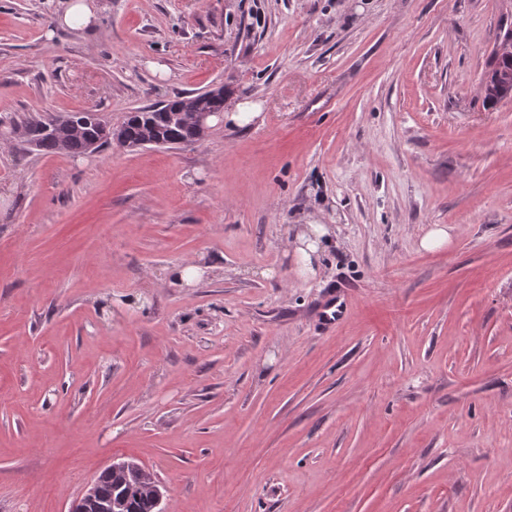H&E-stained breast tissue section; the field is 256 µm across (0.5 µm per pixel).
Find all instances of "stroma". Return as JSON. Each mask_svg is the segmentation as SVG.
Wrapping results in <instances>:
<instances>
[{
    "label": "stroma",
    "instance_id": "1",
    "mask_svg": "<svg viewBox=\"0 0 512 512\" xmlns=\"http://www.w3.org/2000/svg\"><path fill=\"white\" fill-rule=\"evenodd\" d=\"M69 3L0 0V512H69L120 459L164 512H512V102L482 90L512 0ZM216 87L261 117L83 155L11 132ZM94 0H72L63 15L58 17V25L69 28H84L96 20L97 6ZM330 233L325 224H306L295 234L294 238L286 240L285 254H293L296 258L300 273L305 276L314 275L313 255L318 252L323 239ZM209 269V265L200 263L198 259H190L170 269L168 275L173 283L193 286ZM347 310L344 297L331 296L321 307L320 315L325 325L333 326L341 321Z\"/></svg>",
    "mask_w": 512,
    "mask_h": 512
}]
</instances>
